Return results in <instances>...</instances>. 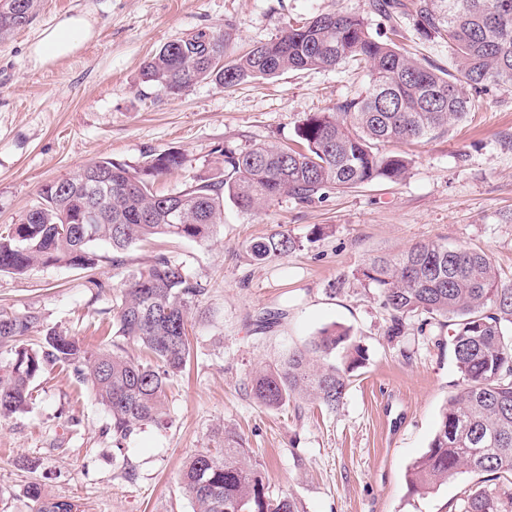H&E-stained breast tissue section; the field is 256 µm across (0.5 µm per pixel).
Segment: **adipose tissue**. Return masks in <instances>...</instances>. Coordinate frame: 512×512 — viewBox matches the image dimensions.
<instances>
[{
  "instance_id": "ef3b65f1",
  "label": "adipose tissue",
  "mask_w": 512,
  "mask_h": 512,
  "mask_svg": "<svg viewBox=\"0 0 512 512\" xmlns=\"http://www.w3.org/2000/svg\"><path fill=\"white\" fill-rule=\"evenodd\" d=\"M95 35L92 12L81 11L44 28L27 49V62L46 67L77 53Z\"/></svg>"
}]
</instances>
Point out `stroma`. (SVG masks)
<instances>
[{
    "mask_svg": "<svg viewBox=\"0 0 512 512\" xmlns=\"http://www.w3.org/2000/svg\"><path fill=\"white\" fill-rule=\"evenodd\" d=\"M371 0H39L26 27L0 40V226L16 224L49 182L110 157L131 165L177 149L183 167L155 187L175 192L211 173L230 146L287 144L308 114L329 112L367 83L355 66L287 71L228 89L199 83L178 98L142 81L146 58L163 44L212 28L239 54L289 24L327 11L363 16L371 35L386 23ZM90 10L97 33L56 65L35 68L28 45L62 17ZM402 51L448 65V46L396 15ZM405 178L375 182L301 204L281 197L258 212L224 204V222L201 242L157 237L129 248L121 264L92 270L37 265L0 275V310L33 311L29 336L54 328L87 349L115 346L147 361L118 333L115 297L128 274L164 253L201 284L188 327L189 375L167 387L165 426L145 425L123 448L106 428V409L69 372L47 368L32 383L25 411L0 418V512H33L37 484L82 512H194L177 473L190 456L215 448L214 432L234 428L262 464L273 494H292L301 512H453L474 475L412 496L407 475L425 454L459 375L447 327L407 320L389 337V313L360 270L373 255L432 241L485 252L512 285V88L494 87L475 112L447 132L408 146ZM277 232L300 247L256 261L250 243ZM339 291H331L334 282ZM283 310L258 328L266 311ZM350 327L365 352L336 410L296 399L270 409L251 393L252 374L304 346L323 327Z\"/></svg>",
    "mask_w": 512,
    "mask_h": 512,
    "instance_id": "35a3bbf8",
    "label": "stroma"
}]
</instances>
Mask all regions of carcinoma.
Returning <instances> with one entry per match:
<instances>
[{
	"label": "carcinoma",
	"mask_w": 512,
	"mask_h": 512,
	"mask_svg": "<svg viewBox=\"0 0 512 512\" xmlns=\"http://www.w3.org/2000/svg\"><path fill=\"white\" fill-rule=\"evenodd\" d=\"M37 2L0 0V38L30 24ZM400 6V0L371 3L388 22ZM410 7L418 30L448 45L450 67L413 58L392 38L370 36L364 18L338 11L292 23L242 56L229 54L224 33L214 30L162 45L144 61L142 81L173 97L201 82L224 89L346 63L364 66L369 80L334 111L308 115L292 144L226 147L212 174L177 192L155 190L159 177L184 164V154L174 150L150 152L137 165L99 158L73 178L44 185L21 222L0 232V274L20 275L36 264L92 269L101 261L100 242L117 255L158 235L204 241L224 223L227 198L256 212L283 196L308 204L331 190L402 179L409 158L382 146L441 134L464 120L489 87L512 86V0H410ZM298 247L280 232L250 251L265 262ZM361 275L390 311L389 335L419 315L452 327L457 392L430 448L409 470L410 492L426 494L455 475L474 473L486 486L460 498L455 512H512V286L500 281L485 253L433 242L374 257ZM202 292L185 265L163 253L120 284L119 332L149 352V363L107 348L90 351L53 329L30 348L24 337L40 316L0 311V348L13 354L0 368V416L24 410L32 381L57 366L108 410L116 448L141 426L164 424L168 381L191 360L189 311ZM361 358L351 329L334 323L275 368L255 374L250 392L267 408L299 397L334 410ZM222 435L223 447L196 454L180 471V487L196 512H299L291 494L269 493L245 439L227 427ZM26 494L35 512H79L78 504L49 498L37 485Z\"/></svg>",
	"instance_id": "carcinoma-1"
}]
</instances>
